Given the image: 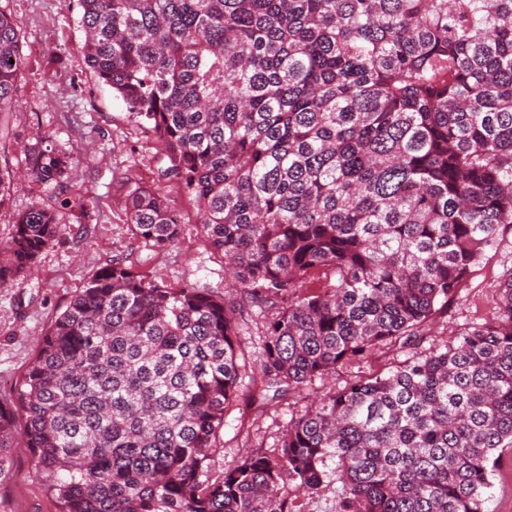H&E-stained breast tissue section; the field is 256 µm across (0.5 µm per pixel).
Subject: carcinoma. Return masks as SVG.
<instances>
[{"label":"carcinoma","mask_w":512,"mask_h":512,"mask_svg":"<svg viewBox=\"0 0 512 512\" xmlns=\"http://www.w3.org/2000/svg\"><path fill=\"white\" fill-rule=\"evenodd\" d=\"M78 2L87 65L162 141L235 298L101 268L0 403V486L20 438L57 512H299L331 464L336 512H487L512 448V271L456 344L324 394L219 477L208 465L246 374V305L292 297L263 320L259 396L280 399L415 334L501 243L512 0ZM25 66L0 11V112ZM66 171L39 150L27 176L57 198ZM127 208L136 237L178 240L158 189ZM56 232L49 205L19 215L0 287Z\"/></svg>","instance_id":"cac0c4a2"}]
</instances>
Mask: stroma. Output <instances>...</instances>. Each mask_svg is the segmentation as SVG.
<instances>
[{
    "label": "stroma",
    "mask_w": 512,
    "mask_h": 512,
    "mask_svg": "<svg viewBox=\"0 0 512 512\" xmlns=\"http://www.w3.org/2000/svg\"><path fill=\"white\" fill-rule=\"evenodd\" d=\"M0 10L20 26L28 51L18 80L21 107L0 112V171L15 175L0 203V242L11 239L17 215L42 199L20 176L34 152L48 148L67 156V182L84 203L80 211L55 206L58 233L32 273L0 287V402L7 404L15 400L16 386L55 318L112 260L161 284H195L220 295L224 259L206 240L193 198L164 176L167 159L161 142L87 66L77 0H0ZM141 185L160 188L179 212L181 233L174 245L161 248L133 235L127 197ZM510 268L512 228L473 268L448 307L406 343L337 366L331 375L285 398L253 404L237 397L225 411L226 425L211 452V476H220L253 451L274 448L292 414L308 400L386 373L413 355L454 344L465 327L491 320L495 288ZM31 469L27 449L16 448L13 478L0 486V512H56L46 487L31 480Z\"/></svg>",
    "instance_id": "obj_1"
}]
</instances>
